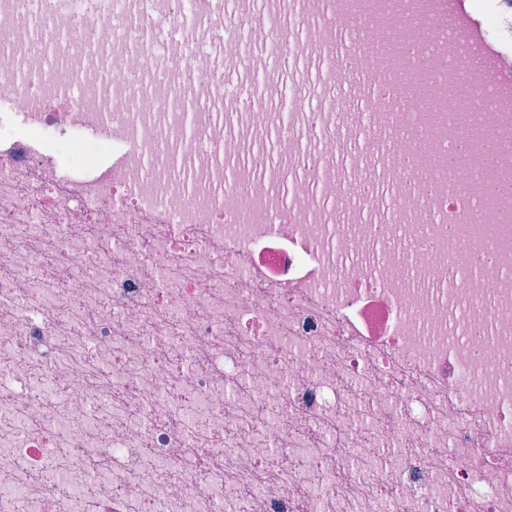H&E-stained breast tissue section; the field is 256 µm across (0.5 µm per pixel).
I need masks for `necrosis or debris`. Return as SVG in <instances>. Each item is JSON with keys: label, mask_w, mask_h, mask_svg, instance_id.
I'll list each match as a JSON object with an SVG mask.
<instances>
[{"label": "necrosis or debris", "mask_w": 512, "mask_h": 512, "mask_svg": "<svg viewBox=\"0 0 512 512\" xmlns=\"http://www.w3.org/2000/svg\"><path fill=\"white\" fill-rule=\"evenodd\" d=\"M84 3L0 0V512H512V218L448 222L481 175L512 202V115L451 189V115L373 113L396 217H341L325 113L251 149L282 88L207 47L299 43L239 0L205 34L193 0L149 32ZM252 52L266 60V67L264 69L262 66L253 67L252 69L241 67L239 71L234 74L224 73V78H226L229 83L251 85L256 89L262 87L263 81L269 77L268 71L274 62L273 51L269 46L260 45L254 46Z\"/></svg>", "instance_id": "obj_1"}]
</instances>
